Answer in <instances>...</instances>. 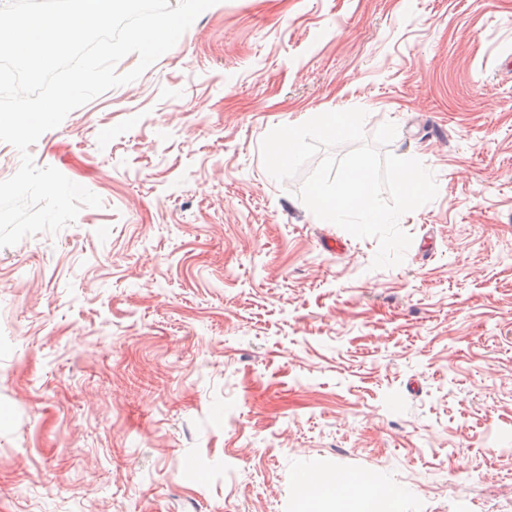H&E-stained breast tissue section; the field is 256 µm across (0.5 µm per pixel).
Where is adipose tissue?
<instances>
[{
  "label": "adipose tissue",
  "instance_id": "adipose-tissue-1",
  "mask_svg": "<svg viewBox=\"0 0 512 512\" xmlns=\"http://www.w3.org/2000/svg\"><path fill=\"white\" fill-rule=\"evenodd\" d=\"M296 496L298 512H322L329 505L336 512H398L397 492L379 489L371 478L338 472L307 475Z\"/></svg>",
  "mask_w": 512,
  "mask_h": 512
}]
</instances>
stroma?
Returning <instances> with one entry per match:
<instances>
[{
  "label": "stroma",
  "instance_id": "stroma-1",
  "mask_svg": "<svg viewBox=\"0 0 512 512\" xmlns=\"http://www.w3.org/2000/svg\"><path fill=\"white\" fill-rule=\"evenodd\" d=\"M350 108L436 177L396 267L262 162ZM29 151L103 205L0 248V512H512V0H219ZM297 488L298 512L323 511L329 505L339 512H398V493L379 489L369 477L313 473Z\"/></svg>",
  "mask_w": 512,
  "mask_h": 512
}]
</instances>
